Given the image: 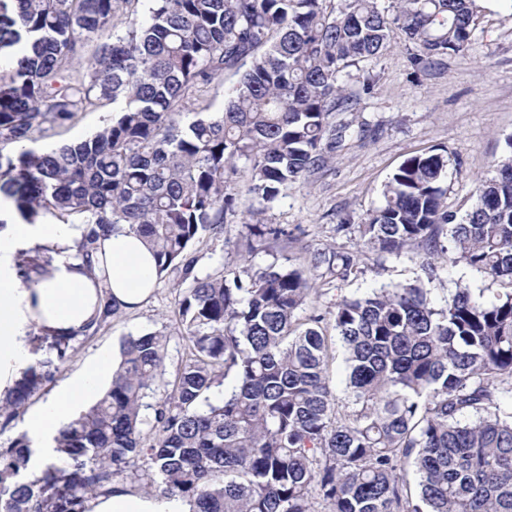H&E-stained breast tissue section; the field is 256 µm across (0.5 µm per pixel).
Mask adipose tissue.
<instances>
[{
	"label": "adipose tissue",
	"mask_w": 512,
	"mask_h": 512,
	"mask_svg": "<svg viewBox=\"0 0 512 512\" xmlns=\"http://www.w3.org/2000/svg\"><path fill=\"white\" fill-rule=\"evenodd\" d=\"M74 235L66 224H23L7 219L0 227V392L9 389L26 365L27 337L33 325L58 334L82 330L98 314L105 296H112L124 310H132L151 294L156 282L155 261L143 239L116 232L104 240L109 289L96 288L76 262L62 260L32 287L20 281L11 255L30 240L67 243ZM112 369L110 358H99L81 377L64 385L36 414L30 429L35 439L49 442L85 400L95 396ZM87 512H184L175 501H166L125 488L98 495L87 503Z\"/></svg>",
	"instance_id": "1"
}]
</instances>
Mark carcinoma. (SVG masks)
<instances>
[{"label": "carcinoma", "mask_w": 512, "mask_h": 512, "mask_svg": "<svg viewBox=\"0 0 512 512\" xmlns=\"http://www.w3.org/2000/svg\"><path fill=\"white\" fill-rule=\"evenodd\" d=\"M481 2L393 0L389 13L378 0H0V57L12 58L0 73V202L25 224L79 229L71 246L18 251L20 280L31 287L67 251L99 284L100 239L132 231L156 277L182 271L190 349L171 391L146 405L168 334L128 337L110 387L53 438L65 464H33L24 435L0 445V512H86L135 460L146 487L189 512H315L316 498L328 512H512V154L460 218L444 202L448 156L413 155L358 225L369 250L422 252L431 280L435 258L483 272L501 287L492 301L460 288L437 307L429 289L396 285L343 296L301 323L313 291L301 268L200 275L190 256L223 228L240 170L246 190L272 202L332 158L349 130L334 121L352 109L348 67L385 55L396 31L416 66L462 52ZM121 10L127 29L115 36ZM226 72L239 79L211 112L197 92ZM108 103L119 109L92 135L38 146ZM245 227L249 253L288 236L256 213ZM311 264L339 281L363 273L354 252L318 250ZM121 313L107 298L81 336ZM77 341L30 334L55 359L0 397V431ZM332 341L346 369L341 406L327 382Z\"/></svg>", "instance_id": "carcinoma-1"}]
</instances>
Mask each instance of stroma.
<instances>
[{
  "mask_svg": "<svg viewBox=\"0 0 512 512\" xmlns=\"http://www.w3.org/2000/svg\"><path fill=\"white\" fill-rule=\"evenodd\" d=\"M355 107L337 113L348 123L349 134L325 167L289 184L267 203L239 190L224 217V230L204 234L193 248L196 269L202 273L223 267H266L271 263L306 266L309 251L335 246L353 247L355 233L340 234V224L364 223L380 206L382 188L390 174L408 157L434 149L448 153L446 204L464 215L479 180L494 176L496 165L512 154V0H485L469 49L451 53L442 64L413 66L402 37L380 59L347 68L342 77ZM260 212L263 223L292 231L293 241L241 255L235 243L250 213ZM423 258L415 253L376 257L364 253L363 274L337 282L317 279L318 292L300 311V318L327 312L334 303L333 287L353 296L370 288L428 285L436 303L457 289L467 288L494 300L499 287L483 272L465 264L441 263L436 280H428ZM184 286L179 273L158 279L153 293L140 308L122 312L97 335L82 341L60 365L44 395L32 398L15 425L0 433V444L29 434L28 421L47 397L77 377L84 365L101 356L119 360L123 340L149 330L168 333L165 373L155 384L164 393L177 367L190 350L181 336L178 300Z\"/></svg>",
  "mask_w": 512,
  "mask_h": 512,
  "instance_id": "35a3bbf8",
  "label": "stroma"
}]
</instances>
